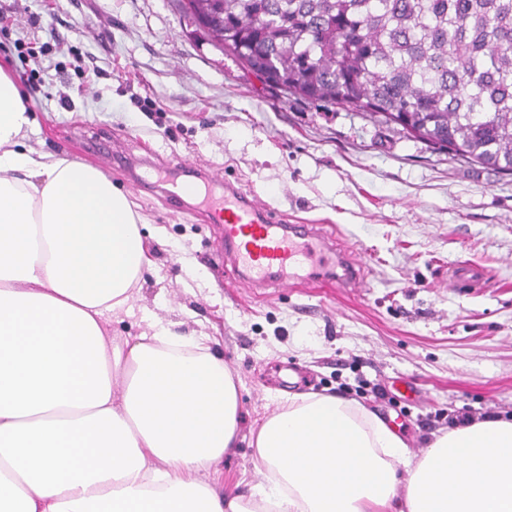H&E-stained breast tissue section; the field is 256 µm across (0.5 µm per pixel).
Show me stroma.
I'll list each match as a JSON object with an SVG mask.
<instances>
[{"label": "stroma", "mask_w": 512, "mask_h": 512, "mask_svg": "<svg viewBox=\"0 0 512 512\" xmlns=\"http://www.w3.org/2000/svg\"><path fill=\"white\" fill-rule=\"evenodd\" d=\"M0 12L13 18L0 59L34 119L24 146L96 166L136 203L152 267L135 308L211 337L235 379L242 441L219 485L265 481L251 432L291 394L359 403L415 458L449 417H512V173L263 84L196 41L178 0H0ZM31 42L45 56L28 59ZM181 169L205 172L215 196L231 183L283 223L338 234L364 283L234 282L201 198L143 184ZM461 263L483 271L478 287H457Z\"/></svg>", "instance_id": "1"}]
</instances>
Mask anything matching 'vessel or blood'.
Instances as JSON below:
<instances>
[{"label": "vessel or blood", "instance_id": "1", "mask_svg": "<svg viewBox=\"0 0 512 512\" xmlns=\"http://www.w3.org/2000/svg\"><path fill=\"white\" fill-rule=\"evenodd\" d=\"M213 218L223 225L225 262L249 285L265 286L303 266L317 274L336 271L340 288L356 287L366 278L363 263L334 236L312 224L281 223L241 191L225 188Z\"/></svg>", "mask_w": 512, "mask_h": 512}]
</instances>
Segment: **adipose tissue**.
<instances>
[{"label":"adipose tissue","mask_w":512,"mask_h":512,"mask_svg":"<svg viewBox=\"0 0 512 512\" xmlns=\"http://www.w3.org/2000/svg\"><path fill=\"white\" fill-rule=\"evenodd\" d=\"M33 120L0 65V512H512V421L474 420L412 460L395 427L289 396L258 427L267 483L222 493L237 388L208 337L143 313L129 199L93 166L19 144Z\"/></svg>","instance_id":"obj_1"}]
</instances>
